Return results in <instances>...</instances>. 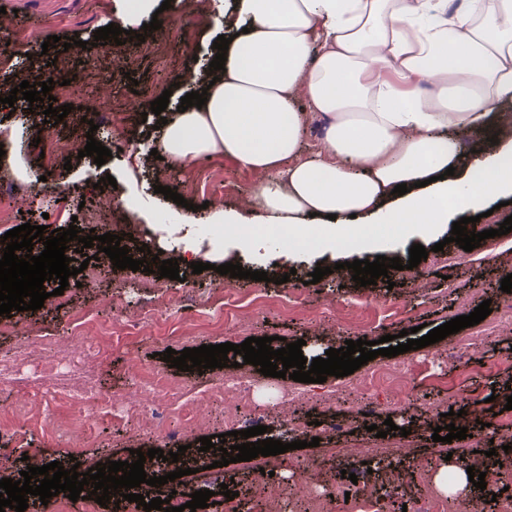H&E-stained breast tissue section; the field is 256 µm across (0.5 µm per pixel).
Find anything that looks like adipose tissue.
I'll return each instance as SVG.
<instances>
[{
    "mask_svg": "<svg viewBox=\"0 0 512 512\" xmlns=\"http://www.w3.org/2000/svg\"><path fill=\"white\" fill-rule=\"evenodd\" d=\"M236 26L205 105L174 113L158 148L175 168L219 155L262 182L248 214L183 223L284 225L288 247H332L353 218L428 236L512 196V0H239ZM314 113L329 126L305 156Z\"/></svg>",
    "mask_w": 512,
    "mask_h": 512,
    "instance_id": "obj_1",
    "label": "adipose tissue"
}]
</instances>
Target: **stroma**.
<instances>
[{
	"mask_svg": "<svg viewBox=\"0 0 512 512\" xmlns=\"http://www.w3.org/2000/svg\"><path fill=\"white\" fill-rule=\"evenodd\" d=\"M215 12L214 0L200 12L163 11L156 18L162 23L160 29L146 33L144 40H127L108 50L92 44L95 30L106 21L123 13L128 29L138 31L153 18L139 14L130 0H0V22L16 47L14 54L0 55V69L38 70L53 79L57 105L72 106L64 120L50 125L40 116L44 104L32 106L22 98L11 106L0 103V143L9 149L8 156L0 158V211L12 216L11 225L0 223V237L9 226L25 223L51 230L72 223L84 230L121 224L133 245L147 243L163 250L165 258L179 259L181 275L176 281L121 270L109 258L99 257L96 248L80 249L74 240L65 254L86 265L77 284L64 287L51 280L49 286L56 294L41 309L0 316V350L10 352L12 366L10 380L0 382V411L9 414L0 429V475L20 480L25 457L56 461L76 443L83 446L79 470L84 473L100 462L130 460L135 449L166 448L164 434L170 430L181 431L184 444L196 449L201 437L228 432L224 423L228 414L236 415L243 426L265 420L268 437L288 441V434L270 418V403L263 394L295 388V381L260 374L256 380L262 394L254 400L243 401L230 390L215 399L210 389L235 375L236 355H229L223 368L184 372L160 360L166 349L239 344L255 336L272 338L276 349L302 339L306 350L321 357L354 339L359 324L375 325L378 338L421 324L433 329L471 313L484 300L497 305L506 297L501 280L512 268V254L496 250L492 238L464 251L450 242L448 224L426 240L401 234L394 224L363 225L366 237L381 241L380 252L386 257L408 260L411 246L419 242L429 250L426 261L417 267L391 270L388 278L363 287L339 270L345 252L330 256L307 246L287 253L280 249V235H268L255 224L235 225L229 234L220 224L177 223L182 205L155 192V185L170 187L185 202L199 206L227 182L232 190L224 195L223 209L243 213L259 183L258 176L225 157L172 169L152 154L157 141L152 133L157 121L152 101L170 91L167 110L175 112L186 93L202 90L211 78L207 63L214 42L224 32ZM51 35L73 38L76 44L44 49ZM88 112L93 115L89 123L83 120ZM93 123L98 126L94 132L89 129ZM89 133L112 152L103 165H96L90 156H69L68 144ZM48 135L56 144L50 152L40 153L33 141ZM107 175L115 178L117 188L111 193L113 207L104 211L96 184ZM131 197L137 198V208L117 207V200ZM242 233L258 238L257 245L245 252L236 245ZM185 237L192 238L202 253L219 252L225 261L243 269L265 271L267 280L233 278L211 269L193 273L180 258L179 242ZM437 241L444 242L442 251H433ZM319 265L328 267V275L308 283L309 273ZM295 288L302 291L297 300L290 295ZM222 295L234 302L225 313L213 303ZM155 315L162 319L160 333L125 334L128 319ZM101 324L111 327L112 338L99 353L86 354L79 338L94 334ZM447 347L442 340L402 354V361L410 365L404 393H395L382 382L371 388L381 407L401 408L387 437H375L360 427L331 431L332 404L326 396L350 382L346 376H331L320 384H304L309 402L290 409L291 418L303 428L307 448L217 467L211 469V476L248 486L251 512L270 509L266 497L249 487L267 461L274 464L276 476L291 485L333 479L346 487L392 482L401 497L382 500L380 512L416 505L422 474L368 473L365 463L379 449H401L415 462L428 463L434 473L447 454L458 457L474 449L486 453L491 441L512 436V410L505 407L512 394V338L477 341L469 368L459 377L440 356ZM78 370L99 391L111 395L112 409L106 414L88 413L84 426L73 428L69 418L78 412V400L60 404L54 393ZM145 372L162 381L160 393L150 400L140 394L139 377ZM438 372L447 375V382L435 381ZM474 398L480 401L475 409L470 406ZM447 405L467 410L469 421H482V428L471 438L433 441L416 420Z\"/></svg>",
	"mask_w": 512,
	"mask_h": 512,
	"instance_id": "obj_1",
	"label": "stroma"
}]
</instances>
